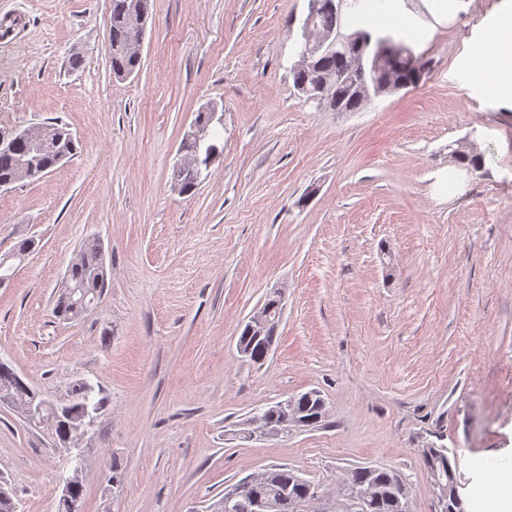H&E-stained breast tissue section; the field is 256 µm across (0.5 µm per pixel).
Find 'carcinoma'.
<instances>
[{
    "label": "carcinoma",
    "mask_w": 512,
    "mask_h": 512,
    "mask_svg": "<svg viewBox=\"0 0 512 512\" xmlns=\"http://www.w3.org/2000/svg\"><path fill=\"white\" fill-rule=\"evenodd\" d=\"M321 4L314 17L317 30L321 32H339V13L327 7L330 0H316ZM134 13L143 20H148L150 0H111L109 18L108 47L112 74L117 79H124L140 66V60L129 49L134 43L137 32L129 27L128 15ZM354 35L360 37V43L344 42L335 48L319 55L313 62V69L306 73H294L293 85L298 89L303 85L312 86L320 75L333 77L330 88L332 103L337 104L346 112H355L365 106L354 85L370 86L375 90L387 91L397 82H403L409 87H415L423 78L426 63L419 65L412 62L408 56L390 47H385L384 62L367 71L351 70V61L357 56H368L378 49L383 42L391 41V37L374 34L367 30H358ZM56 136L48 140L40 151L32 150L31 143L18 138L9 147L0 148V179L15 178L25 163H30L34 169L31 178L35 179L59 164L61 154L73 155L77 144L71 133L64 127L52 126ZM220 132H215L209 144L201 148L195 141L184 139L181 148L184 154L197 157L199 161L192 163L180 162L173 166L175 187L181 194L191 193L201 183L203 171L208 169L209 151L220 152L218 141ZM450 157L459 165L479 170L483 166V157L469 146H458L451 149ZM69 279L82 285L87 298L98 300L103 294L106 283V269L101 244L93 239L85 242L79 251V260L69 271ZM281 317L271 318L267 329L266 340H257L242 331L239 343L246 351V357L255 364L262 362L265 354V342H274ZM72 399L67 403L66 410L71 416H82L87 401H93L98 407L104 406V399L95 387L84 381H76L71 385ZM37 396L31 387L19 377L12 368L0 367V397L12 401L27 402ZM295 410L301 421L294 427H307L318 423L316 420V405L304 402L298 398ZM424 464L433 484L448 485L457 482L455 468L448 455V449L428 448L423 451ZM403 475L384 468L357 466L348 470L344 475L345 493L352 494L360 491L369 492L366 505L367 512H398L395 497L399 494V482ZM311 483L294 471L283 466H272L268 479L258 486L257 492L264 498L276 499L281 495L297 502L302 501L307 487Z\"/></svg>",
    "instance_id": "carcinoma-1"
}]
</instances>
